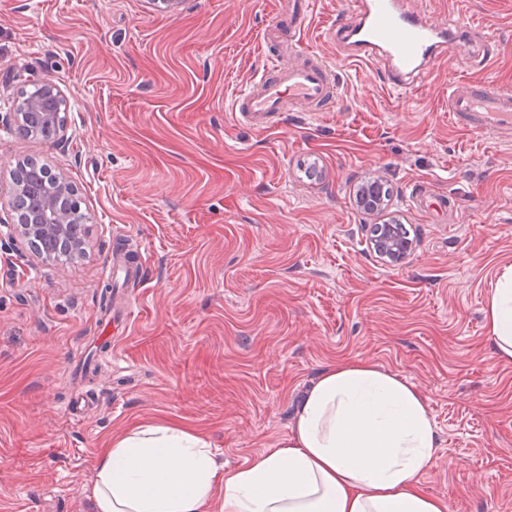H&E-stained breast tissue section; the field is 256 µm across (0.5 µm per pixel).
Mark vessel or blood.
Wrapping results in <instances>:
<instances>
[{"label": "vessel or blood", "instance_id": "vessel-or-blood-1", "mask_svg": "<svg viewBox=\"0 0 512 512\" xmlns=\"http://www.w3.org/2000/svg\"><path fill=\"white\" fill-rule=\"evenodd\" d=\"M310 0H286L264 31L267 64L231 100V112L240 121L266 129L284 112L300 107L328 111L335 100V61L307 56L283 64L276 47L281 22L289 20L294 36H301L310 14ZM360 19L336 24L331 35L338 59L381 62L398 93H406L413 79L445 54L452 33L406 9L401 0H357ZM448 120L459 129L496 141L512 139V91L489 81L468 78L454 82L448 95Z\"/></svg>", "mask_w": 512, "mask_h": 512}]
</instances>
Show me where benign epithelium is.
Segmentation results:
<instances>
[{
  "instance_id": "7a95c632",
  "label": "benign epithelium",
  "mask_w": 512,
  "mask_h": 512,
  "mask_svg": "<svg viewBox=\"0 0 512 512\" xmlns=\"http://www.w3.org/2000/svg\"><path fill=\"white\" fill-rule=\"evenodd\" d=\"M62 95L57 85L51 80L40 84L37 99L24 102L20 108L31 111L36 117L37 127L50 137H56L64 128L60 101ZM364 201L377 212L390 206V198L384 194L381 182L365 187L361 193ZM87 215L82 212L77 200V192L66 175H53L52 189L42 196L39 207L28 212L15 224H5L0 229V236L27 243L34 240L63 242L73 250H80L85 244L84 223ZM374 253L386 263L397 266L405 262L413 253L415 244L406 237H399L392 224H380L371 240Z\"/></svg>"
}]
</instances>
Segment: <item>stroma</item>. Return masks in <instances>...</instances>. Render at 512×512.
Returning <instances> with one entry per match:
<instances>
[{"mask_svg": "<svg viewBox=\"0 0 512 512\" xmlns=\"http://www.w3.org/2000/svg\"><path fill=\"white\" fill-rule=\"evenodd\" d=\"M280 0H0V116L54 81L57 142L0 125V222L13 171L65 173L88 216L65 262L0 239V512H93L97 452L139 422L206 432L225 470L288 435L318 372L361 359L406 378L439 435L423 488L448 512H512V361L483 308L512 266V142L448 122L459 77L512 88V0H406L440 23L489 30L498 50L450 46L449 61L395 100L380 68L336 66L318 117L296 109L258 131L231 93L266 64ZM299 52L332 57L328 30L349 0H313ZM392 205L367 213L362 183ZM446 196L420 210L411 188ZM399 219L417 247L402 265L372 252L369 228ZM131 306L116 326L103 288ZM108 340L118 363L72 370Z\"/></svg>", "mask_w": 512, "mask_h": 512, "instance_id": "35a3bbf8", "label": "stroma"}]
</instances>
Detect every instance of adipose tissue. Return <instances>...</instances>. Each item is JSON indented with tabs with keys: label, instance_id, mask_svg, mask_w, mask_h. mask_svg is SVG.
I'll list each match as a JSON object with an SVG mask.
<instances>
[{
	"label": "adipose tissue",
	"instance_id": "adipose-tissue-1",
	"mask_svg": "<svg viewBox=\"0 0 512 512\" xmlns=\"http://www.w3.org/2000/svg\"><path fill=\"white\" fill-rule=\"evenodd\" d=\"M488 338L512 361V267L484 307ZM439 438L422 394L366 361L327 365L295 409L291 431L225 471L207 434L140 424L100 451L94 512H447L421 474Z\"/></svg>",
	"mask_w": 512,
	"mask_h": 512
}]
</instances>
